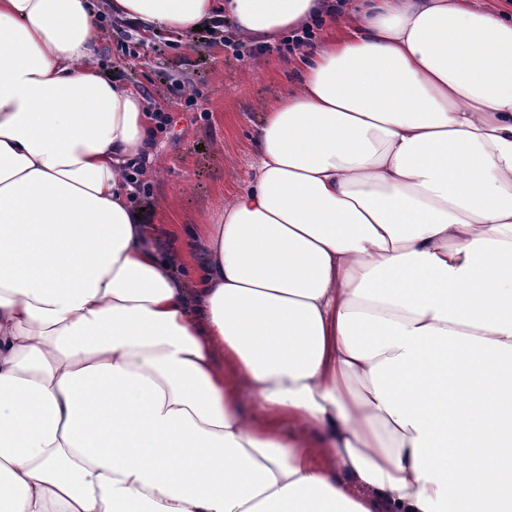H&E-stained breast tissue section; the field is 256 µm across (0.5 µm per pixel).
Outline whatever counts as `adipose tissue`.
<instances>
[{
	"label": "adipose tissue",
	"mask_w": 512,
	"mask_h": 512,
	"mask_svg": "<svg viewBox=\"0 0 512 512\" xmlns=\"http://www.w3.org/2000/svg\"><path fill=\"white\" fill-rule=\"evenodd\" d=\"M325 5L107 12L257 45ZM101 52L90 0H0V512H512V16L362 5L192 254Z\"/></svg>",
	"instance_id": "obj_1"
}]
</instances>
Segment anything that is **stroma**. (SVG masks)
Listing matches in <instances>:
<instances>
[{"label":"stroma","instance_id":"35a3bbf8","mask_svg":"<svg viewBox=\"0 0 512 512\" xmlns=\"http://www.w3.org/2000/svg\"><path fill=\"white\" fill-rule=\"evenodd\" d=\"M105 39L108 75L147 89L172 118L156 138L159 163L149 180L158 232L211 222L254 156L252 129L291 84L292 58L271 51L254 66L218 30L146 36L134 29L127 39L112 31Z\"/></svg>","mask_w":512,"mask_h":512}]
</instances>
